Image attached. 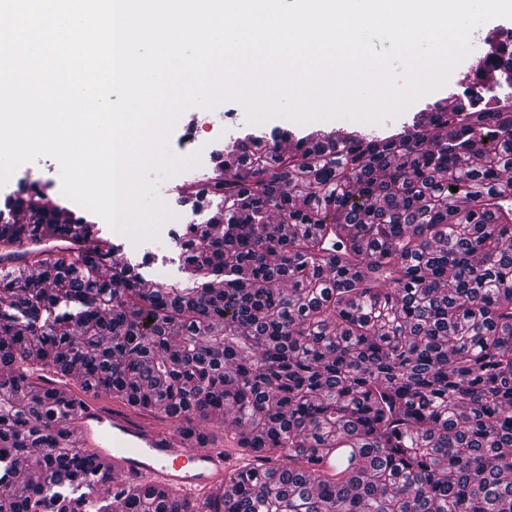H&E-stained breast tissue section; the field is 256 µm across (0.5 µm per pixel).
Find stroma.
<instances>
[{
  "mask_svg": "<svg viewBox=\"0 0 512 512\" xmlns=\"http://www.w3.org/2000/svg\"><path fill=\"white\" fill-rule=\"evenodd\" d=\"M474 62L475 59L471 56L463 59L447 84L436 92L434 98L440 100L460 93L459 82L470 71ZM431 99L421 98L403 114L386 119L382 123L362 125L349 119L314 121L300 125L288 122L284 118H275L255 125L247 122L243 106L235 101L220 103L219 110L215 113L208 111L203 106H189L177 118L169 138L173 141L177 140L187 125H197L198 141L202 147L200 163L192 169L160 181L158 194L174 214L199 224L206 223L219 206V199L210 197L198 203L186 202L181 197L180 188L189 183H200L202 175L209 173L214 167L213 153L224 149L236 138L255 132L268 135L276 129L285 127L300 135L314 131L345 133L358 128L368 133L382 134L411 121L415 113L424 110L429 105ZM33 181L40 182L43 190L51 198L56 200L62 198L60 165L54 158L42 156L35 161L20 165L4 182L0 183V204L4 203L6 197L17 196ZM71 209L77 216L95 222L100 235L109 239L116 246L121 263L139 266L144 281L169 283L181 279L180 248L175 239L160 235L141 241L135 248L130 249L125 244L124 235L113 231L104 219L98 218L97 214L76 203L72 204Z\"/></svg>",
  "mask_w": 512,
  "mask_h": 512,
  "instance_id": "obj_1",
  "label": "stroma"
}]
</instances>
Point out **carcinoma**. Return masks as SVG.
Returning <instances> with one entry per match:
<instances>
[{"instance_id":"cac0c4a2","label":"carcinoma","mask_w":512,"mask_h":512,"mask_svg":"<svg viewBox=\"0 0 512 512\" xmlns=\"http://www.w3.org/2000/svg\"><path fill=\"white\" fill-rule=\"evenodd\" d=\"M486 44L476 79L512 89V49ZM214 159L224 178L185 189L221 207L186 229L181 283L104 274L113 244L40 191L28 221L0 212V246L79 244L0 273V512H512V92ZM48 370L224 423L234 490L112 474L70 443Z\"/></svg>"}]
</instances>
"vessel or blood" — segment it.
<instances>
[{
    "mask_svg": "<svg viewBox=\"0 0 512 512\" xmlns=\"http://www.w3.org/2000/svg\"><path fill=\"white\" fill-rule=\"evenodd\" d=\"M77 409L80 443L115 474L159 492L201 495L241 466L236 442L214 444L121 402L88 392Z\"/></svg>",
    "mask_w": 512,
    "mask_h": 512,
    "instance_id": "1",
    "label": "vessel or blood"
}]
</instances>
